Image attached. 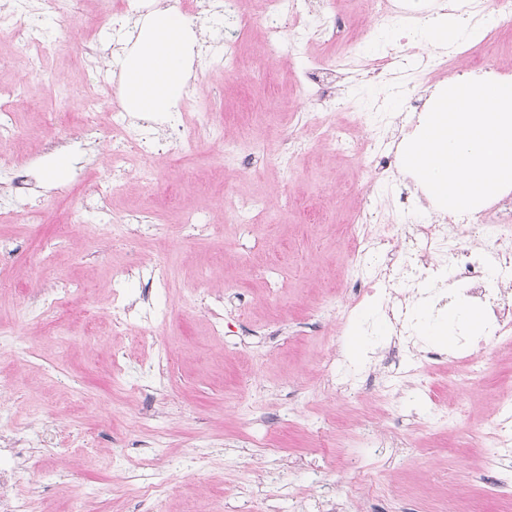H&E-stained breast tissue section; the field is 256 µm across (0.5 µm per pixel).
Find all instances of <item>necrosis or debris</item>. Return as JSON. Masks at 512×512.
Wrapping results in <instances>:
<instances>
[{"instance_id":"4bbe7bcc","label":"necrosis or debris","mask_w":512,"mask_h":512,"mask_svg":"<svg viewBox=\"0 0 512 512\" xmlns=\"http://www.w3.org/2000/svg\"><path fill=\"white\" fill-rule=\"evenodd\" d=\"M99 11L113 15L112 39L85 44L81 65L91 80L106 85L111 59H122L126 47L134 40L143 0H97ZM317 13L314 30L303 23L310 13ZM185 14L191 24L200 26L196 72L236 69L240 57L235 41L225 39L224 28L233 25L240 39H247L254 29H261L269 54L284 47L301 51L309 38H317L327 48L333 47L342 24L324 0H256L253 12H244L239 0H190ZM5 30L15 43L31 53L33 70H40L53 44L41 27L32 0H0V31ZM399 56H387L380 63L362 57L347 56L337 63L314 60L301 73V81L311 95L323 99L334 94L337 70L354 69L369 79L378 78L398 66ZM81 146L98 149L106 146L108 177L102 178L87 198L84 214L74 215V222L84 220L85 213L102 214L109 207L111 178L139 179L141 170L130 168V156L169 157L174 140L190 141L207 136L223 141L224 154L242 157L244 163L259 158L258 152L238 155L236 145L224 138V125L213 113H202L192 125H184L178 112L165 113L163 121L128 111L120 99H113L111 123L102 127L97 121L94 104H87L77 129ZM399 136H389L371 129L357 149L367 169L393 177L399 190L392 205L402 219L393 233L378 230L379 206L375 195H368L356 212L348 230L352 269L360 287L355 304L380 300L397 336L388 353L396 360L412 356L414 349L405 340L414 333L408 309L423 295L448 289L450 299L465 298L478 306L485 318L484 337L497 341L512 335V195L492 202L482 211L457 216L432 215L429 222L414 223L419 209L430 200L423 188L409 175L399 174L396 157ZM8 457L13 465L0 468V512H43L39 497L20 493L19 473L27 464V447L6 442L0 458Z\"/></svg>"}]
</instances>
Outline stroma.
<instances>
[{"instance_id": "35a3bbf8", "label": "stroma", "mask_w": 512, "mask_h": 512, "mask_svg": "<svg viewBox=\"0 0 512 512\" xmlns=\"http://www.w3.org/2000/svg\"><path fill=\"white\" fill-rule=\"evenodd\" d=\"M359 38L306 55L266 58L242 42L240 68L198 77L201 103L234 137L251 127V147L267 163L241 169L225 164L224 148L196 141L154 167L155 184L114 185L110 207H149L166 238H122L101 233L95 221L74 224L84 194L104 171L96 153L70 154L86 177L51 182L46 138L64 136L48 112L78 114L100 97L98 116L109 123L110 98L101 97L78 62L89 31L105 37L95 0L64 20L44 16L57 47L41 72L28 68L27 51L0 40V87L25 86L30 105L16 108L18 143L0 148V171L15 164L33 170L36 196L0 207V240L10 242L0 292V385L16 388L0 402V430L16 437L47 428L60 443L38 449L39 465L19 483L69 512L82 500L88 512H143L144 491L166 489L169 512H512V498L487 489L490 451L484 439L496 425V400L512 392V342L476 346L480 382L465 386V366L447 371L402 367L395 387L368 381L386 338L363 360H345L327 372L325 358L344 342L366 306H351L346 226L374 190L375 181L353 151L336 144V131L362 138L380 122L381 105L367 106L374 81L355 74L340 80L334 97L308 98L300 73L308 59L329 53L382 58L397 50L414 62L419 49L390 25L373 44L378 24L355 0H332ZM512 61V21L501 22L459 70L486 61ZM288 153L287 167L277 158ZM262 199L267 218L233 224L225 212L239 199ZM202 211L211 226L198 235L179 222V210ZM166 254L168 286L153 304L161 346L179 351L172 366L131 337L112 332L111 270L138 257ZM81 286L83 297L60 294L55 314L35 318L31 300L59 284ZM224 312V333L214 335L210 309ZM456 411L439 427L428 415L421 380ZM168 438L161 466L139 460L134 439Z\"/></svg>"}]
</instances>
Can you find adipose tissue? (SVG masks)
I'll list each match as a JSON object with an SVG mask.
<instances>
[{
  "label": "adipose tissue",
  "mask_w": 512,
  "mask_h": 512,
  "mask_svg": "<svg viewBox=\"0 0 512 512\" xmlns=\"http://www.w3.org/2000/svg\"><path fill=\"white\" fill-rule=\"evenodd\" d=\"M409 5L420 17L414 38L435 50L478 42L500 21L493 11L474 21L456 8L429 14V0H409ZM196 42L190 22L177 9H152L121 62L120 93L129 111L167 112L176 106L191 73Z\"/></svg>",
  "instance_id": "adipose-tissue-1"
}]
</instances>
